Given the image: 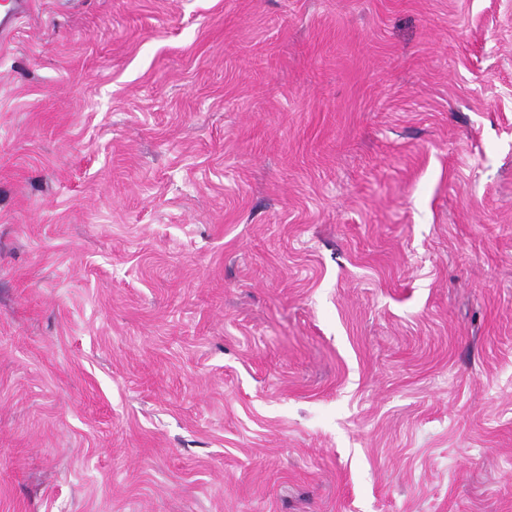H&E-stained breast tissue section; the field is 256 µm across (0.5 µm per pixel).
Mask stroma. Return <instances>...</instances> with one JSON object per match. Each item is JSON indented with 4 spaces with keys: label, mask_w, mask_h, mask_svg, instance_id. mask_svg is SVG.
<instances>
[{
    "label": "stroma",
    "mask_w": 512,
    "mask_h": 512,
    "mask_svg": "<svg viewBox=\"0 0 512 512\" xmlns=\"http://www.w3.org/2000/svg\"><path fill=\"white\" fill-rule=\"evenodd\" d=\"M0 512H512V0H31Z\"/></svg>",
    "instance_id": "stroma-1"
}]
</instances>
